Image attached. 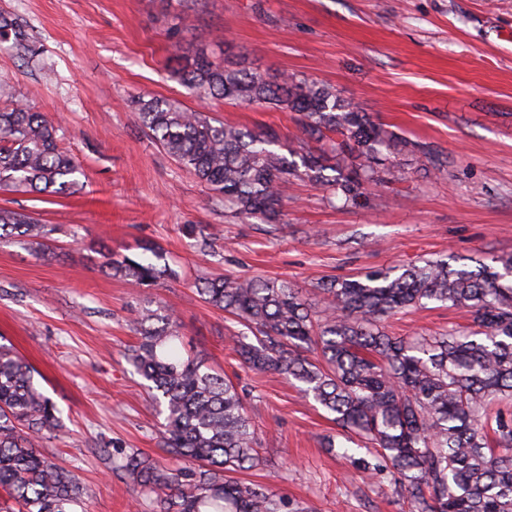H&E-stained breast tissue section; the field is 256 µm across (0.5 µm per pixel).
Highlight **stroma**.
Returning <instances> with one entry per match:
<instances>
[{"label":"stroma","instance_id":"1","mask_svg":"<svg viewBox=\"0 0 512 512\" xmlns=\"http://www.w3.org/2000/svg\"><path fill=\"white\" fill-rule=\"evenodd\" d=\"M180 12L195 30L173 32ZM0 14L17 18L34 47L0 40V82L59 122L61 147L83 167L73 193L0 191V207L50 231L47 255L0 239V344L34 367L60 412V431L38 448L78 479L76 512H153L152 495L113 469V450L175 463L159 446L164 417L126 359L135 321L160 306L177 318L184 349L243 398L262 464L239 480L308 512H403L391 478L365 477L325 449L339 429L318 404L278 373L240 365L243 326L195 282L285 280L319 309L318 285L331 276L512 253V0H0ZM203 47L230 68L329 87L386 132L442 150L447 171L423 172L406 154L404 180L367 185L362 205L306 182L279 224L232 217L149 136L135 99L274 128L282 154L306 135L288 110L202 100L183 86L180 65ZM143 242L166 251L177 279L136 291L98 267L100 245L130 256ZM467 323L432 303L385 325L406 337Z\"/></svg>","mask_w":512,"mask_h":512}]
</instances>
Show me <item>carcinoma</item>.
Returning <instances> with one entry per match:
<instances>
[{"label":"carcinoma","mask_w":512,"mask_h":512,"mask_svg":"<svg viewBox=\"0 0 512 512\" xmlns=\"http://www.w3.org/2000/svg\"><path fill=\"white\" fill-rule=\"evenodd\" d=\"M0 38L33 51L24 26L0 17ZM198 98L275 105L298 114L309 138L339 137L346 170L325 164L303 146L285 156L279 135L225 124L204 112L159 98L136 101L142 125L236 217L273 224L297 182L318 183L357 204L364 184L397 177L396 156L410 153L436 169L444 153L388 134L355 104L323 85L293 76L221 67L204 49L180 70ZM0 190L61 194L79 185L75 159L58 145L59 126L13 100L0 84ZM333 174L327 175L325 171ZM49 230L33 216L0 208V239L19 237L45 250ZM136 257L100 249V267L133 288L178 277L160 247L143 243ZM455 256L429 259L401 273L369 270L329 278L314 310L284 280L200 279L199 296L235 317L254 341L239 336L234 351L257 371H275L333 416L343 441L324 447L363 473L389 471L409 512H512V253L492 254L472 269ZM431 302L464 311L469 326L433 336H391L380 322ZM139 342L128 354L162 406L160 447L184 465L166 468L138 451L118 468L154 495V512H303L258 485L228 476L256 467L258 438L235 386L180 347L170 313L146 309L136 322ZM60 427L56 405L40 390L33 368L0 347V489L15 506L0 512H73L82 488L74 475L37 448ZM364 445L355 456L344 442Z\"/></svg>","instance_id":"1"}]
</instances>
